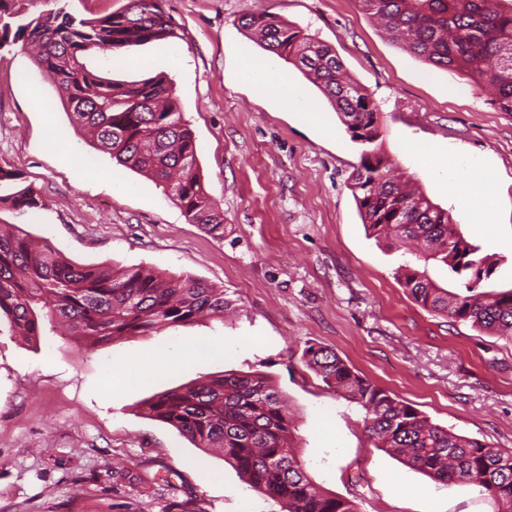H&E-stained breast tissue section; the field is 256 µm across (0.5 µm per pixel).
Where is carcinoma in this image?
Here are the masks:
<instances>
[{"instance_id":"carcinoma-1","label":"carcinoma","mask_w":512,"mask_h":512,"mask_svg":"<svg viewBox=\"0 0 512 512\" xmlns=\"http://www.w3.org/2000/svg\"><path fill=\"white\" fill-rule=\"evenodd\" d=\"M503 0H359L390 38L452 74L464 73L501 112H512V2ZM17 0H0V48L26 41L53 77L64 109L87 131L94 148L117 164L163 185L188 220L217 238L224 215L201 180L196 140L171 82L162 76L125 84L89 70L92 51L175 36L163 0H127L109 15L83 19L58 10L30 19ZM262 47L294 65L334 106L351 140L365 146L349 185L362 224L378 240L409 246L395 270L419 305L489 335L512 340V288L482 290L495 262L457 231L448 210L396 175L376 145L380 111L365 88L350 80L328 45L268 14L241 20ZM25 213L41 205L22 173L0 166V204ZM441 262L464 281L462 292L427 274ZM224 289L191 277L166 276L144 266L119 270L79 265L50 243L38 246L19 227H0V317L12 332L38 339L63 325L94 343L224 317ZM304 365L364 411L367 438L403 465L441 485L469 484L512 512V451L448 431L395 394L351 368L336 352L306 345ZM150 416L175 427L197 448L219 450L253 490L279 512H358L354 501L313 484L291 446L295 418L271 380L226 372L162 393L147 402Z\"/></svg>"}]
</instances>
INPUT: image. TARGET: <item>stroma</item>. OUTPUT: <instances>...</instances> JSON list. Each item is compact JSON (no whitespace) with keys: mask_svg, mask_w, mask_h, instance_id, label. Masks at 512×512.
Wrapping results in <instances>:
<instances>
[{"mask_svg":"<svg viewBox=\"0 0 512 512\" xmlns=\"http://www.w3.org/2000/svg\"><path fill=\"white\" fill-rule=\"evenodd\" d=\"M174 37L87 64L117 82L164 74L195 133L206 192L224 236L191 223L163 186L92 147L24 43L0 49V165L19 169L40 208L0 206V224L48 240L82 265H132L222 287L223 318L90 345L55 332L0 333V512H279L222 457L149 416L151 397L225 371L267 375L296 419L292 446L323 491L359 512H496L466 484L441 486L373 448L365 413L302 361L306 344L350 367L449 431L512 450V341L425 310L395 278L391 243L368 237L349 188L361 145L321 91L256 44L241 19L267 12L331 46L380 109L383 154L496 266L512 287V113L473 81L393 42L358 0H165ZM284 74L311 117L261 93L245 60ZM49 101L35 111L32 92ZM458 152L496 176L490 215L456 210L440 169ZM99 176L86 174V165ZM114 172L118 180L105 179ZM199 342L204 359L150 377L136 355Z\"/></svg>","mask_w":512,"mask_h":512,"instance_id":"stroma-1","label":"stroma"}]
</instances>
